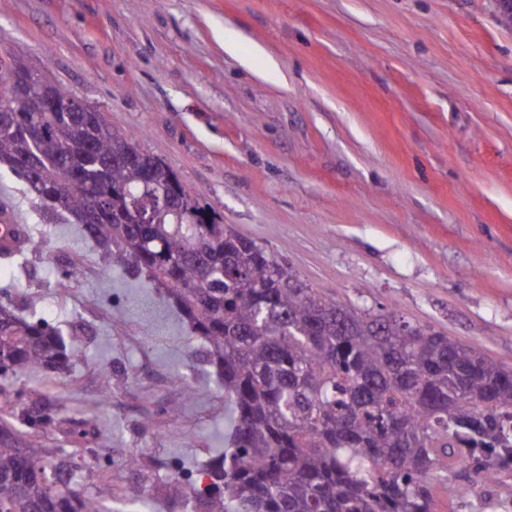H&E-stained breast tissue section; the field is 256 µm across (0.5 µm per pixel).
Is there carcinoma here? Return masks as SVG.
<instances>
[{
	"mask_svg": "<svg viewBox=\"0 0 512 512\" xmlns=\"http://www.w3.org/2000/svg\"><path fill=\"white\" fill-rule=\"evenodd\" d=\"M17 126L0 121V164L32 199L65 214L104 250L165 290L216 367L230 443L205 468L204 512H436L435 468L481 455L477 484L512 460V369L478 345L395 313L352 309L306 287L292 269L226 224L164 162L128 161L140 147L86 112H49L29 98ZM37 158L35 170L26 166ZM163 197L179 218L140 224ZM41 243L16 234L0 255ZM69 365L42 321L0 303V377ZM46 415L0 419V512H105L112 474L85 494L60 476L63 446ZM76 447L110 448L105 427L66 431Z\"/></svg>",
	"mask_w": 512,
	"mask_h": 512,
	"instance_id": "obj_1",
	"label": "carcinoma"
}]
</instances>
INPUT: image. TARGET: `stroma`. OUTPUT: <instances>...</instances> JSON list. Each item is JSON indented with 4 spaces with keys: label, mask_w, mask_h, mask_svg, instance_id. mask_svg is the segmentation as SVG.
Returning a JSON list of instances; mask_svg holds the SVG:
<instances>
[{
    "label": "stroma",
    "mask_w": 512,
    "mask_h": 512,
    "mask_svg": "<svg viewBox=\"0 0 512 512\" xmlns=\"http://www.w3.org/2000/svg\"><path fill=\"white\" fill-rule=\"evenodd\" d=\"M1 54L40 58L308 287L512 368V27L495 0H0ZM0 224L43 244L0 259V289L72 353L54 386L29 372L0 382V404L18 391L60 430L111 426V448L67 457L80 488L95 492L120 449L139 467L113 470L118 486L185 512L162 464L201 481L230 431L205 349L162 291L106 272L102 250L3 165ZM76 250L85 272L69 282ZM475 480L441 469L439 512H512V461L498 483Z\"/></svg>",
    "instance_id": "1"
}]
</instances>
